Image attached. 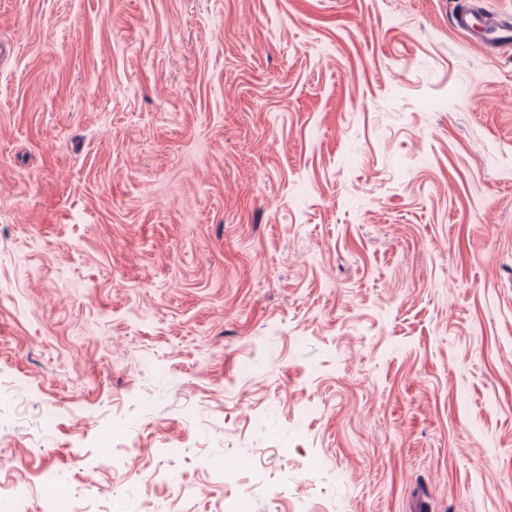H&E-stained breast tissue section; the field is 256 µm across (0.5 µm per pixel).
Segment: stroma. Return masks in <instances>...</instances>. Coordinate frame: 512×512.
<instances>
[{
    "label": "stroma",
    "mask_w": 512,
    "mask_h": 512,
    "mask_svg": "<svg viewBox=\"0 0 512 512\" xmlns=\"http://www.w3.org/2000/svg\"><path fill=\"white\" fill-rule=\"evenodd\" d=\"M453 12L0 0L28 512H512V53Z\"/></svg>",
    "instance_id": "35a3bbf8"
}]
</instances>
